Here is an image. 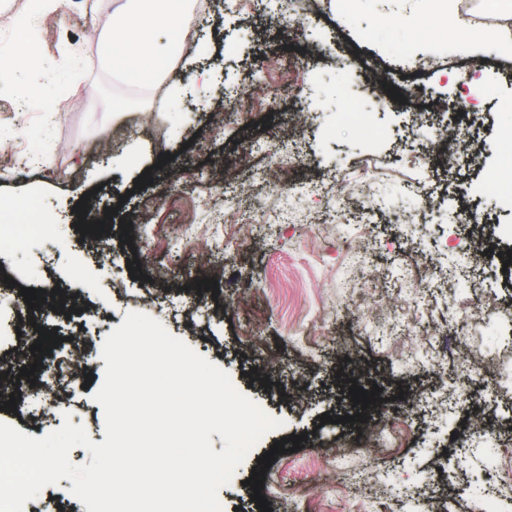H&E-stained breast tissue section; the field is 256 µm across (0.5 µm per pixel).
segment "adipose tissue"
Instances as JSON below:
<instances>
[{"mask_svg": "<svg viewBox=\"0 0 512 512\" xmlns=\"http://www.w3.org/2000/svg\"><path fill=\"white\" fill-rule=\"evenodd\" d=\"M194 20V0H112V23L97 38L113 76L145 90L146 111L163 109L156 89L166 88L172 99L180 96L166 69L194 66L188 50Z\"/></svg>", "mask_w": 512, "mask_h": 512, "instance_id": "obj_1", "label": "adipose tissue"}]
</instances>
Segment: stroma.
Wrapping results in <instances>:
<instances>
[{
	"instance_id": "obj_1",
	"label": "stroma",
	"mask_w": 512,
	"mask_h": 512,
	"mask_svg": "<svg viewBox=\"0 0 512 512\" xmlns=\"http://www.w3.org/2000/svg\"><path fill=\"white\" fill-rule=\"evenodd\" d=\"M439 2L300 0L306 18L291 30L280 23V0L244 11L210 0L206 51L192 72L172 75L183 96L145 121L135 90L114 81L85 39L109 27L110 5L60 0L54 15L40 19L24 65L16 29L28 0H0V72L11 76L0 86V144L39 157L23 167L0 152V198L20 202L0 214V270L14 281L0 287V357L26 363L21 321L56 330L62 351L88 327L93 380L69 386V412L100 443L104 414L92 396L103 378L101 348L127 313L141 311L284 422L220 489L223 512H258L246 485L253 466L275 441L301 433L300 450L276 455L265 474L272 512H360L350 485L361 470L373 471L387 490L385 512H409L427 470L449 447L458 451L448 479L454 512H482L486 456L461 449L463 431L446 413L396 399L399 388L435 386L437 375L420 355L444 328L429 318L444 289L408 287L405 265L456 274L459 317L475 311L473 285L494 300L489 321L468 335L474 350L493 351L499 334L512 332V281L493 275L467 247L480 222L512 249V187L493 179L512 157V56L499 51L512 38V10L495 15L486 0H456L458 39L474 28L492 35L480 51H463L442 34ZM64 40L83 45L77 64L57 62ZM399 49L427 56L431 67L395 69ZM385 84L403 102L373 107ZM235 85L245 91L243 110L214 127L210 115L225 108L224 91ZM47 102L58 111L51 121ZM460 111L479 124L481 156L450 174L432 160L440 141L430 130ZM418 158L425 162L422 193L435 207L428 223L404 224L399 215L416 212L421 199L405 196L396 176ZM145 170L151 186L135 189ZM366 180L375 183L368 196L359 192ZM84 195L88 220L110 228L106 244L75 230L73 207ZM222 203L256 217L248 241L229 238ZM113 207L117 215L106 217ZM123 219L132 223L129 244L119 240ZM34 222L60 225L63 245L47 239L15 248L17 229ZM351 242L367 246L379 271L375 284L354 288ZM209 254L222 261L218 295L184 290L207 278ZM132 257L142 279L126 268ZM22 287L64 290L76 310L15 309ZM347 348L357 359L346 365ZM355 375L389 400L370 412L367 428L388 419L398 431L383 453L365 449L340 463L332 453L338 438L358 434L356 424L340 421L356 411L348 396ZM325 413L333 423L321 424Z\"/></svg>"
}]
</instances>
